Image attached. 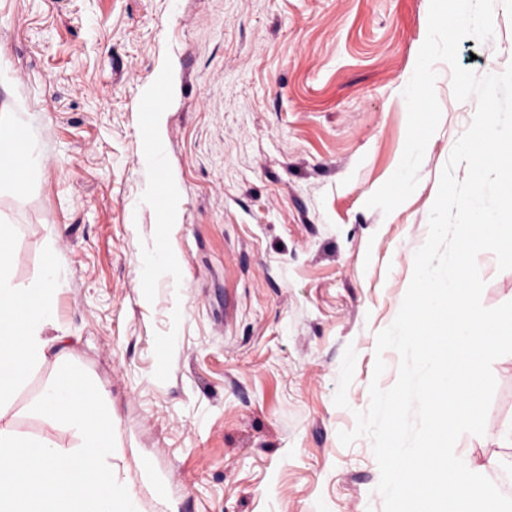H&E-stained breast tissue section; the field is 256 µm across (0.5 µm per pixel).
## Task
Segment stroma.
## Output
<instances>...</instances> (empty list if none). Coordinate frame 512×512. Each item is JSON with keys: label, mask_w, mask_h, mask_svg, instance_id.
<instances>
[{"label": "stroma", "mask_w": 512, "mask_h": 512, "mask_svg": "<svg viewBox=\"0 0 512 512\" xmlns=\"http://www.w3.org/2000/svg\"><path fill=\"white\" fill-rule=\"evenodd\" d=\"M430 0H0V108L39 165L0 188L25 287L54 256L61 362L112 410V476L139 512H383L368 437L375 335L395 319L439 179L475 99L436 63L439 126L413 194L367 199L398 167L402 91ZM477 75L512 64V0L494 35L462 40ZM163 84L162 133L140 112ZM165 179L176 215L149 191ZM482 303L512 301V270L479 254ZM485 433L456 452L506 490L512 355ZM11 400L22 434L77 440Z\"/></svg>", "instance_id": "1"}]
</instances>
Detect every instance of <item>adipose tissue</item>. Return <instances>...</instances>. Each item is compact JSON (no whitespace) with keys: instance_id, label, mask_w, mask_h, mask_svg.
Listing matches in <instances>:
<instances>
[{"instance_id":"adipose-tissue-1","label":"adipose tissue","mask_w":512,"mask_h":512,"mask_svg":"<svg viewBox=\"0 0 512 512\" xmlns=\"http://www.w3.org/2000/svg\"><path fill=\"white\" fill-rule=\"evenodd\" d=\"M15 229L0 224V408L26 375L57 360L56 283L51 269L27 287L14 282ZM102 393L71 366L60 367L33 409L74 430L75 449L21 436L0 425V512H138L127 488L112 479V412Z\"/></svg>"}]
</instances>
